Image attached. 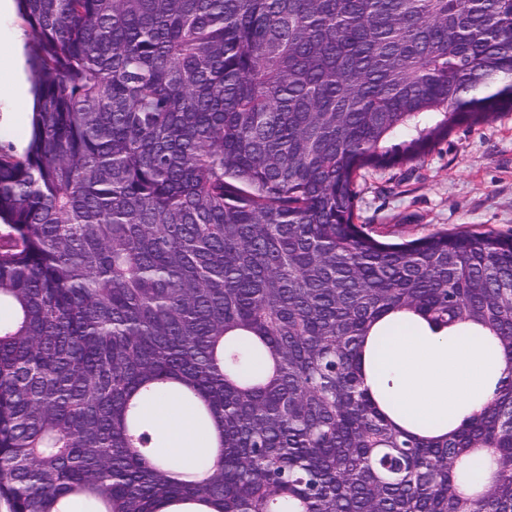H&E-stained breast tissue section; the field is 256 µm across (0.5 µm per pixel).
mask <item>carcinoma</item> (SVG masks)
Here are the masks:
<instances>
[{"mask_svg":"<svg viewBox=\"0 0 512 512\" xmlns=\"http://www.w3.org/2000/svg\"><path fill=\"white\" fill-rule=\"evenodd\" d=\"M0 137L11 512H512V235L382 242L367 169L512 112V0H17ZM506 363L451 430L391 414L404 315ZM161 399L216 454L159 459ZM483 450L490 481L463 482ZM14 0H0V22L14 10ZM18 15L0 24V82L6 84L9 90V99L18 106H34V94L31 92L23 74V53L27 47L25 32L15 27H23ZM12 31V32H11ZM6 100V101H8ZM19 112H21V110L14 112L6 107L3 108L2 106H0V123L10 122L14 119L16 114L19 115V118L16 121L0 125V132L2 131V135L9 134L10 140H12V142L14 143L17 140H19V138L22 136L24 132H26L27 135H29V127L24 118L22 117V115L19 114Z\"/></svg>","mask_w":512,"mask_h":512,"instance_id":"carcinoma-1","label":"carcinoma"}]
</instances>
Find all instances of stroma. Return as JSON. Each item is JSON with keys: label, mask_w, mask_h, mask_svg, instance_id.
Here are the masks:
<instances>
[{"label": "stroma", "mask_w": 512, "mask_h": 512, "mask_svg": "<svg viewBox=\"0 0 512 512\" xmlns=\"http://www.w3.org/2000/svg\"><path fill=\"white\" fill-rule=\"evenodd\" d=\"M357 212L389 242L442 230L512 234V112L456 127L423 161L367 170Z\"/></svg>", "instance_id": "1"}]
</instances>
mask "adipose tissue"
<instances>
[{"instance_id": "ef3b65f1", "label": "adipose tissue", "mask_w": 512, "mask_h": 512, "mask_svg": "<svg viewBox=\"0 0 512 512\" xmlns=\"http://www.w3.org/2000/svg\"><path fill=\"white\" fill-rule=\"evenodd\" d=\"M26 46L27 36L19 28L7 39H0V82L6 84L13 103L12 108L0 110V123L14 119V106L34 104L22 70ZM381 366L398 378L394 397L402 412L455 424L477 409L478 398L487 393L489 381L506 369L477 337L419 333L396 336L383 352ZM154 416L165 434V456L192 459L209 453L208 436L193 426L189 406L166 399L155 406Z\"/></svg>"}]
</instances>
